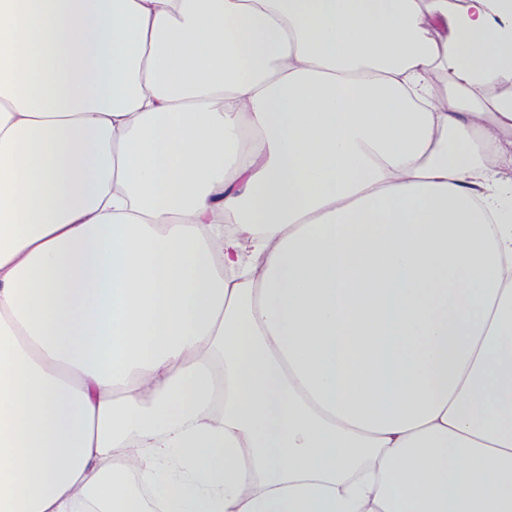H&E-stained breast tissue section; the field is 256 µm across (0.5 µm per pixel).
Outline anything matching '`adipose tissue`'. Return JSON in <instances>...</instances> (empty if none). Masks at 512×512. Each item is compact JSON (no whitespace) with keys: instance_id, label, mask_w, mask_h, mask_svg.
<instances>
[{"instance_id":"adipose-tissue-1","label":"adipose tissue","mask_w":512,"mask_h":512,"mask_svg":"<svg viewBox=\"0 0 512 512\" xmlns=\"http://www.w3.org/2000/svg\"><path fill=\"white\" fill-rule=\"evenodd\" d=\"M0 512H512V0H0Z\"/></svg>"}]
</instances>
